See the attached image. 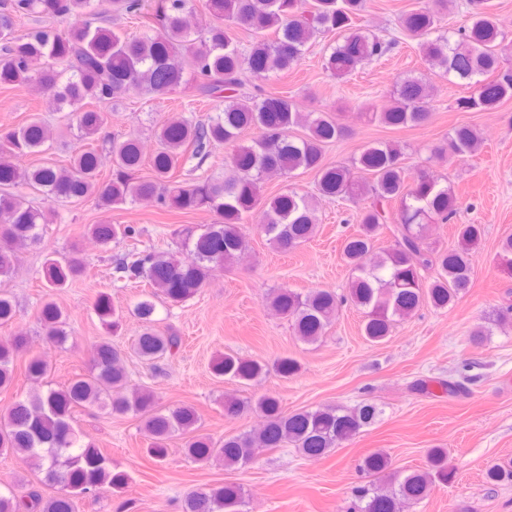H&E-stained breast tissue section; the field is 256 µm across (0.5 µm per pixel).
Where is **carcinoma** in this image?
<instances>
[{
    "label": "carcinoma",
    "instance_id": "obj_1",
    "mask_svg": "<svg viewBox=\"0 0 512 512\" xmlns=\"http://www.w3.org/2000/svg\"><path fill=\"white\" fill-rule=\"evenodd\" d=\"M369 0H203L215 19L204 30L194 29L189 16L195 0H155L145 11V0H0V86H36L47 94L66 126L83 145L73 149L65 167L45 162L28 168L19 158L45 153L53 143L47 128L34 114L25 124L0 130V327L13 326L16 306L3 288L14 275L17 249L36 245L54 212L35 207L20 192L30 187L57 202L96 196L106 211L130 204L150 203L161 209L208 210L216 216L204 229L186 230L177 252L132 249L115 258L119 279L140 281L154 292L143 295L132 313L142 323L133 344L142 359L160 361L175 355L181 337L156 328L155 293L163 302L181 305L205 287L213 273L234 265L247 247L245 224L276 250L291 251L309 241L318 228L315 198L347 200L359 205L357 231L345 239L344 261L351 271L347 297L329 288L305 293L288 288L270 291L263 304L291 322L295 335L314 344L327 333L342 302L350 301L362 313V332L371 343L390 336L395 322L412 316L423 305L446 309L470 287L474 275L472 250L484 235L482 224H458V246L436 250L425 242L427 226L456 217L460 201L448 181L423 165L405 162L400 146L368 144L348 163L325 160L324 148L344 136L338 116L327 111L301 112L287 97L243 88L248 78L266 80L296 67L318 35L334 34L326 49L325 69L337 79L353 75L398 45L359 24ZM469 24L455 31L441 26L448 0L404 12L398 24L417 41L434 75L473 89L458 100L463 111H491L512 98V70L502 67L512 53V40L491 0H467ZM138 19L142 31L126 35L112 27L108 13ZM60 18L69 21L63 34L39 27L25 36L14 35L18 17ZM249 45L241 44V36ZM42 66L32 71L29 65ZM216 102L215 114L187 117L174 114L155 122V151L151 175L135 179L143 163L140 139H115L106 133L107 118L98 105H109L126 94L162 99L179 86ZM429 77L407 75L396 81L391 104L372 110L371 118L387 127L426 125L434 111ZM296 127L301 135L292 134ZM251 128L259 137L248 143L242 134ZM108 143L111 178L100 181V158L93 142ZM232 147L224 161V175L206 176L192 183L177 179L186 159L207 158L212 148ZM481 137L468 125L454 127L433 149L442 158L472 155ZM280 171L315 175V195L285 190L263 196L265 174ZM389 231L394 244L376 250L379 235ZM129 224L104 220L91 224L87 235L103 247L135 238ZM498 265L512 274V236L499 243ZM85 265L74 250L64 257L49 256L42 266L45 287L54 292L83 274ZM92 309L112 335L125 317L107 292H100ZM38 318L50 342L68 340L67 317L47 298ZM26 344L24 333L0 340V391L16 378V356ZM276 371L288 379L301 365L281 357ZM265 365L226 354L213 364V374L238 384L259 378ZM50 367L40 356L24 364L26 379L34 384L28 395L13 402L0 421V454L23 455L48 485L61 484L70 492L45 498L33 487L0 493V512H77L74 496H95L104 490L120 493L131 482L128 472L91 442H83L73 427L79 408L98 405L113 416L136 415L148 437L147 453L157 462L169 455V440L186 436L185 454L196 462L217 460L226 469L248 466L251 454L291 447L302 457L325 456L353 439L380 414L372 403L353 408L324 406L286 411L270 393L255 400L224 397V415L252 412L262 418L259 428L226 435L215 441L198 433L196 410L186 404L162 407L153 391H129L125 353L109 339L94 348L91 368L56 388ZM360 470L371 478L356 488L359 512H401L403 505L419 504L438 482L448 481V453L434 448L425 470H392L383 451L364 456ZM245 492L236 483L198 488L186 495L181 512H243Z\"/></svg>",
    "mask_w": 512,
    "mask_h": 512
}]
</instances>
